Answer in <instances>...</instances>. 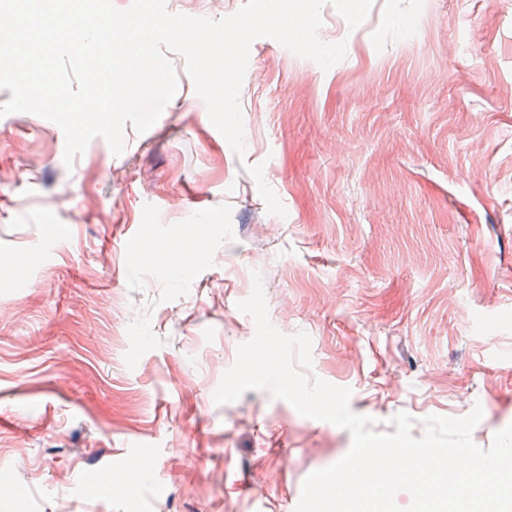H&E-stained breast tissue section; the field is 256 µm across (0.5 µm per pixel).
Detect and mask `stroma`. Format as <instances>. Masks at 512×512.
I'll return each mask as SVG.
<instances>
[{
  "mask_svg": "<svg viewBox=\"0 0 512 512\" xmlns=\"http://www.w3.org/2000/svg\"><path fill=\"white\" fill-rule=\"evenodd\" d=\"M321 18L329 70L253 41L241 156L177 54L121 155L97 137L68 166L56 123L0 117V512H295L352 436L265 390L215 403L257 272L375 431L477 404L478 446L512 425V0Z\"/></svg>",
  "mask_w": 512,
  "mask_h": 512,
  "instance_id": "35a3bbf8",
  "label": "stroma"
}]
</instances>
